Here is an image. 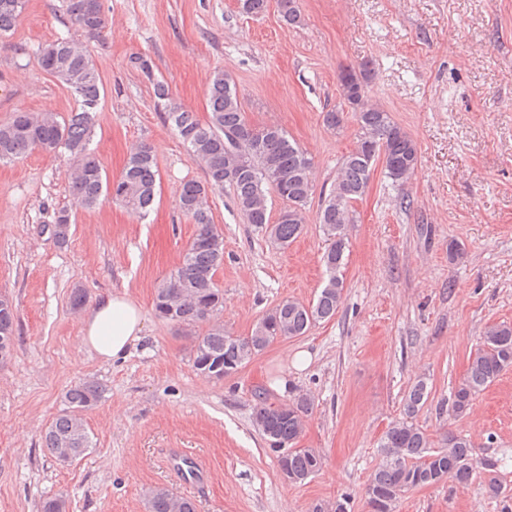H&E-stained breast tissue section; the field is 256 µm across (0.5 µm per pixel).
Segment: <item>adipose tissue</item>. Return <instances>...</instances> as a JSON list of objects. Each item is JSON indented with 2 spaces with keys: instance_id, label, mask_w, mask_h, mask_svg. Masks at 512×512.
<instances>
[{
  "instance_id": "ef3b65f1",
  "label": "adipose tissue",
  "mask_w": 512,
  "mask_h": 512,
  "mask_svg": "<svg viewBox=\"0 0 512 512\" xmlns=\"http://www.w3.org/2000/svg\"><path fill=\"white\" fill-rule=\"evenodd\" d=\"M140 306L127 295L108 293L82 319L80 343L99 360L111 362L126 355L142 335Z\"/></svg>"
}]
</instances>
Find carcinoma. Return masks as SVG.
Here are the masks:
<instances>
[{
	"instance_id": "carcinoma-1",
	"label": "carcinoma",
	"mask_w": 512,
	"mask_h": 512,
	"mask_svg": "<svg viewBox=\"0 0 512 512\" xmlns=\"http://www.w3.org/2000/svg\"><path fill=\"white\" fill-rule=\"evenodd\" d=\"M27 0H0V33L12 30L26 9ZM281 16L290 24L300 19L297 0H276ZM65 11L72 25L90 39L99 38L106 28L100 0H65ZM40 65L51 67L52 75L74 94L77 108L66 120L52 112H19L0 124V162L19 161L35 150L52 152L67 149L73 157L69 174L73 204L95 207L109 196L126 208L146 213L156 192L157 161L150 146L142 144L129 155L121 176L110 181L90 148L102 84L95 62L82 45L69 38H58L39 51ZM144 77L154 85L157 99H168L166 86L154 79L148 60L135 61ZM371 69L343 68L338 74L342 95L356 106L353 117L361 134L356 146L343 158L339 173L324 196L319 210V227L326 238L323 254L326 278L316 301L304 305L284 301L268 311L250 335L230 336L218 323L224 291L215 275L224 262V236L213 222L209 193L229 184L237 207L248 223L258 224L273 241L285 248L303 231V209L314 193L312 162L307 153L278 126L256 128L245 115L230 77L218 70L210 79L206 120L195 113L171 105L166 120L186 146L188 155L204 166L206 179L182 185L178 203L182 213L198 226L174 272L156 290L154 307L158 317L174 324L194 326L207 323L205 334L196 338L193 367L210 376L224 372L234 363H247L281 338L304 335L314 324L336 314L344 288L340 276L348 247L351 202L365 194L370 157L368 148L384 150L385 173L395 183H404L418 164L413 139L397 126L388 112L368 105L366 98ZM284 202L276 221H271L269 195ZM70 215L61 211L55 217L54 234L62 244L69 239ZM15 309L0 307V342L14 344ZM512 368V324L497 323L485 328L466 375L448 401V415L462 417L479 394L503 372ZM105 388L95 382L79 383L64 394L62 413L50 424L44 447L51 457L67 448L75 458L82 457L91 441L85 415L104 398ZM428 398L427 384L417 381L404 403L405 417L391 425L381 440L382 460L367 489V505L372 512H392L398 497L413 488L437 485L448 478L466 483L477 470L488 478L491 493L504 488L497 478L500 460H476L472 443L462 433H448L444 446L430 450L428 435L412 419ZM309 400L300 395L293 401L260 404L254 419L265 439L293 444L302 432L303 417L309 413ZM322 464L313 448H300L288 455V472L303 482ZM148 512H197L193 499L180 497L165 487L148 492Z\"/></svg>"
}]
</instances>
